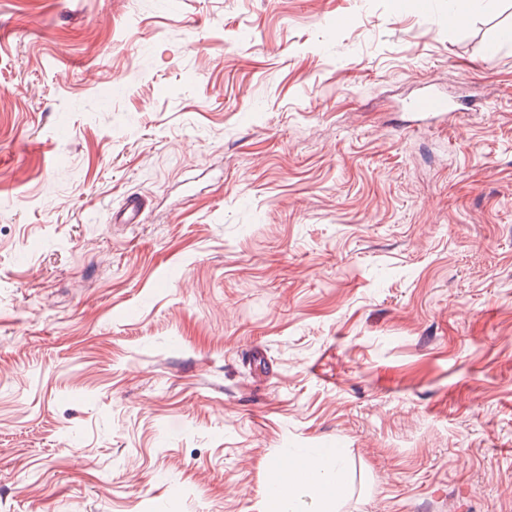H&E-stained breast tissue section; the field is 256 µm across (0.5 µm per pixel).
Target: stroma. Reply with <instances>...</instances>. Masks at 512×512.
<instances>
[{
  "instance_id": "35a3bbf8",
  "label": "stroma",
  "mask_w": 512,
  "mask_h": 512,
  "mask_svg": "<svg viewBox=\"0 0 512 512\" xmlns=\"http://www.w3.org/2000/svg\"><path fill=\"white\" fill-rule=\"evenodd\" d=\"M449 7L0 0V512L327 448L337 512H512V0ZM146 208V200L138 195H128L117 211L112 212L114 224H139Z\"/></svg>"
}]
</instances>
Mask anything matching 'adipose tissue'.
Wrapping results in <instances>:
<instances>
[{
  "instance_id": "1",
  "label": "adipose tissue",
  "mask_w": 512,
  "mask_h": 512,
  "mask_svg": "<svg viewBox=\"0 0 512 512\" xmlns=\"http://www.w3.org/2000/svg\"><path fill=\"white\" fill-rule=\"evenodd\" d=\"M342 480L339 451L297 459L289 476L271 474L266 512H301L306 490L314 497L316 512H336V493Z\"/></svg>"
}]
</instances>
